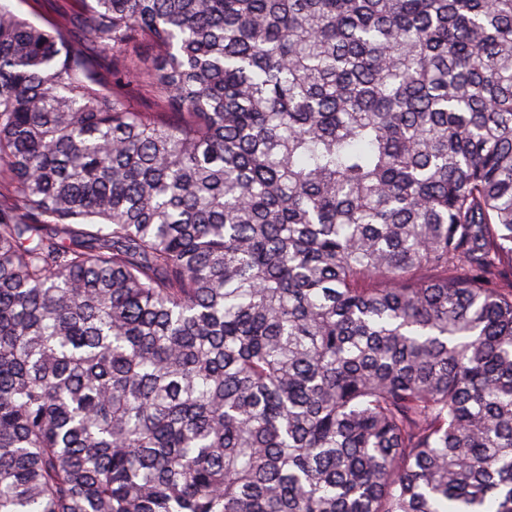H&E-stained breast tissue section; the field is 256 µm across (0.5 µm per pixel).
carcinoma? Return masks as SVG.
Segmentation results:
<instances>
[{"instance_id": "1", "label": "carcinoma", "mask_w": 512, "mask_h": 512, "mask_svg": "<svg viewBox=\"0 0 512 512\" xmlns=\"http://www.w3.org/2000/svg\"><path fill=\"white\" fill-rule=\"evenodd\" d=\"M78 2H0V512H512V0ZM11 3L17 12L41 25L55 19L59 10L79 7L74 0H13Z\"/></svg>"}]
</instances>
